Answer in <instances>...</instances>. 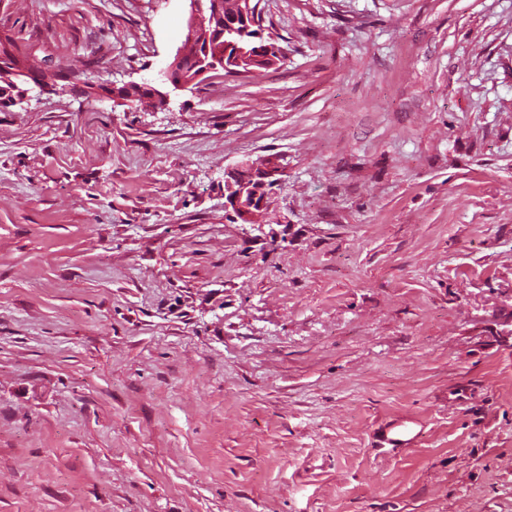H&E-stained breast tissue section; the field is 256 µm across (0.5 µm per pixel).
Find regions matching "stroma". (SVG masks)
Listing matches in <instances>:
<instances>
[{
	"label": "stroma",
	"instance_id": "obj_1",
	"mask_svg": "<svg viewBox=\"0 0 512 512\" xmlns=\"http://www.w3.org/2000/svg\"><path fill=\"white\" fill-rule=\"evenodd\" d=\"M258 8L176 89L184 0H0V512H512V0ZM17 55H16V54ZM3 68L26 70L34 74L38 69L31 63L29 55L21 53L16 47L15 41L10 37L4 40L0 36V99L9 98L15 93L16 86L21 87L28 78L24 76L10 77L7 82L3 79ZM276 172V167L269 160H248L227 172L224 187L228 193V204L237 216L246 222L259 223L266 198L265 189Z\"/></svg>",
	"mask_w": 512,
	"mask_h": 512
}]
</instances>
